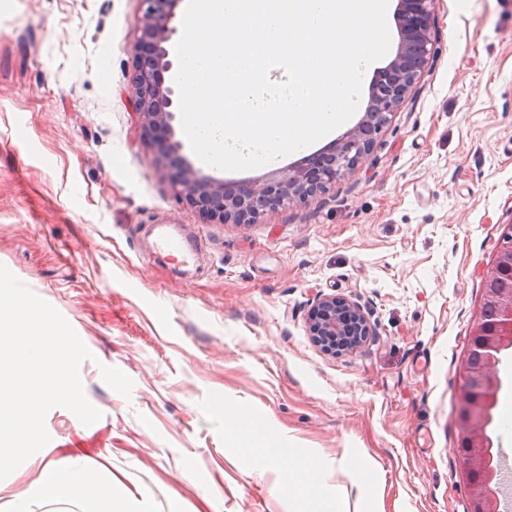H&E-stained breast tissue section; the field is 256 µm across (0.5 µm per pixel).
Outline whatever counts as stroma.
<instances>
[{"instance_id":"35a3bbf8","label":"stroma","mask_w":512,"mask_h":512,"mask_svg":"<svg viewBox=\"0 0 512 512\" xmlns=\"http://www.w3.org/2000/svg\"><path fill=\"white\" fill-rule=\"evenodd\" d=\"M139 0H0V265L70 323L91 425L46 416L47 460L106 474L181 512H311L233 444L213 401L254 413L325 463L345 512H469L458 398L482 275L512 229V0H435L433 49L371 155L311 203L211 224L178 200L132 113ZM319 141L260 168L261 179ZM201 239L182 273L153 227ZM352 298L373 336L328 352L319 295ZM133 382L123 397L102 366ZM369 460L359 499L347 460Z\"/></svg>"}]
</instances>
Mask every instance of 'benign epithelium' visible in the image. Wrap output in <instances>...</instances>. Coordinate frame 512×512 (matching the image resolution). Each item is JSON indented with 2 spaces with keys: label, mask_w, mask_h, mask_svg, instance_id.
Segmentation results:
<instances>
[{
  "label": "benign epithelium",
  "mask_w": 512,
  "mask_h": 512,
  "mask_svg": "<svg viewBox=\"0 0 512 512\" xmlns=\"http://www.w3.org/2000/svg\"><path fill=\"white\" fill-rule=\"evenodd\" d=\"M434 2L398 0L400 43L395 57L382 70L365 118L328 152L279 176L229 183L196 170L181 155L183 146L175 139L174 89L165 84L164 73L172 68L166 44L176 32L173 22L180 0H140L131 79L133 111L144 136L164 159L175 194L211 224H257L268 210L316 200L372 152L376 135L418 83L432 51ZM483 293L462 369L459 452L469 483V512H500L506 498L499 491L512 483V475L503 464H493L487 434L491 419L484 410L483 394L487 383L497 379L501 355L512 348V233L483 273ZM309 332L317 344L345 351L360 347L373 335L360 305L336 294L316 298Z\"/></svg>",
  "instance_id": "obj_1"
}]
</instances>
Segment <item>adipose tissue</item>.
I'll return each mask as SVG.
<instances>
[{
	"label": "adipose tissue",
	"instance_id": "1",
	"mask_svg": "<svg viewBox=\"0 0 512 512\" xmlns=\"http://www.w3.org/2000/svg\"><path fill=\"white\" fill-rule=\"evenodd\" d=\"M215 409L224 416L227 435L244 446L253 441L259 443L258 461L280 469L296 495H304L310 489L325 485L327 470L313 459L298 455L293 449L279 447L277 440L266 436L262 428L257 426L252 415L227 406L220 399L216 400Z\"/></svg>",
	"mask_w": 512,
	"mask_h": 512
}]
</instances>
